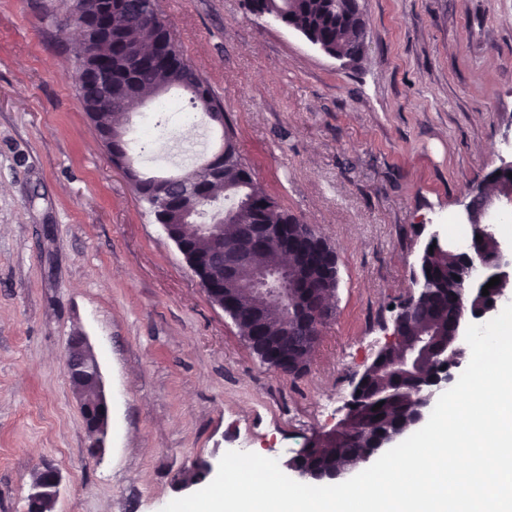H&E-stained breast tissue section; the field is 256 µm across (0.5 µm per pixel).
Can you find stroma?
Segmentation results:
<instances>
[{
  "mask_svg": "<svg viewBox=\"0 0 512 512\" xmlns=\"http://www.w3.org/2000/svg\"><path fill=\"white\" fill-rule=\"evenodd\" d=\"M50 2L0 0V512H26L44 462L53 512H162L194 461L246 441L282 465L342 416L413 291L421 225L454 235L512 137V0H363L347 66L243 0H155L256 181L336 252L299 376L260 361L132 192ZM79 333L109 404L95 454L63 369ZM41 470H49L50 477L46 482L39 480L34 481L31 492L27 497L28 508L30 504L37 503L40 500H50V503L54 505L59 496L62 481L60 472L50 466H43ZM50 503H46L43 506L45 511L40 512H50L52 508Z\"/></svg>",
  "mask_w": 512,
  "mask_h": 512,
  "instance_id": "stroma-1",
  "label": "stroma"
}]
</instances>
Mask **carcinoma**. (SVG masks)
<instances>
[{"label": "carcinoma", "instance_id": "obj_1", "mask_svg": "<svg viewBox=\"0 0 512 512\" xmlns=\"http://www.w3.org/2000/svg\"><path fill=\"white\" fill-rule=\"evenodd\" d=\"M245 8L257 18L275 16L284 26L292 24L312 32L330 50L343 52L351 62L363 56L365 21L353 27L336 24V16L328 9V0H245ZM109 23L112 24V41H97L96 53H89L81 41L75 45L73 54L77 72L95 76L104 69L110 68L115 72L137 65V91L143 97L157 98L162 91L179 87L189 95L194 106L208 113L222 107L220 99L202 75H197L192 84H184L183 54L175 41L169 38L152 0H125L123 8L112 13ZM153 43L162 44L165 54L161 59L138 64L127 56L128 46L138 44L147 53ZM78 93L100 140L109 153H114L112 128L122 125L124 112L112 109L110 103L104 102L103 93L94 87L80 84ZM244 166L246 163L235 153L233 159L226 162L222 179L197 181L198 169L183 175L191 181V186L170 196L168 205L163 208L164 222L178 229L186 214L192 212L197 215L202 207L224 195L236 200L237 210L246 222L295 224L305 235H310L309 225L281 210L256 181L240 183L239 168ZM211 223L214 224L211 234L196 237L188 245L195 261L223 244L224 238L230 234V228L220 219H213ZM466 255L465 251L450 253L438 246L433 247V252L425 253L420 269L430 270L441 291L414 309L406 325V335L413 336L421 330L430 329L436 343L448 342V328L460 317L457 302L459 280L456 276L466 262ZM335 260L333 250L326 244H319L312 250L309 257L311 268L301 282L313 301L321 300L334 285L327 271ZM237 319L242 335L249 337L256 349L282 350L277 337V321L270 318L263 323L258 322L251 298L238 301ZM392 359L393 351L388 350L366 370L363 376L366 383L357 396L361 406L357 422L334 438L310 444L295 460L294 468L327 475L337 469L346 457L374 447L378 439L396 432L407 423V411L412 405V383L391 370L389 364ZM378 403L381 408L377 410L375 405ZM209 475L210 469L194 465L183 474V482L200 485L207 481Z\"/></svg>", "mask_w": 512, "mask_h": 512}]
</instances>
